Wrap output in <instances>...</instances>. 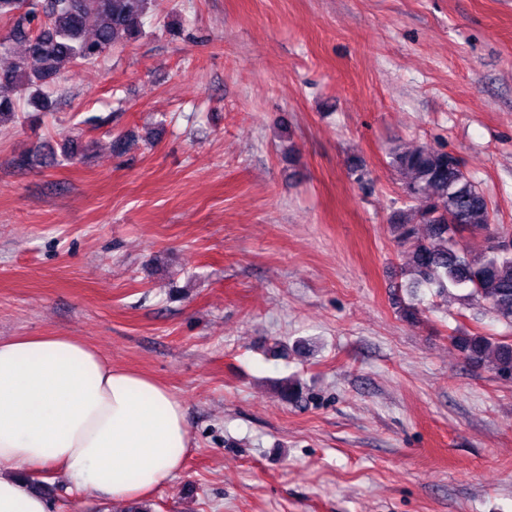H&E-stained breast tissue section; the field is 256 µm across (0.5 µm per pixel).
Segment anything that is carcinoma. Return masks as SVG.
I'll use <instances>...</instances> for the list:
<instances>
[{"instance_id": "cac0c4a2", "label": "carcinoma", "mask_w": 512, "mask_h": 512, "mask_svg": "<svg viewBox=\"0 0 512 512\" xmlns=\"http://www.w3.org/2000/svg\"><path fill=\"white\" fill-rule=\"evenodd\" d=\"M154 0H0V125L20 112H50L52 82L65 62L94 64L112 49L135 39ZM404 178L406 195L419 202L411 217L393 225L406 249L403 273L412 288L438 294L466 289V299L483 304L498 321L512 327V232L493 222L490 203L454 154L429 147L388 152ZM55 155L35 149L14 159L18 168L57 165ZM427 226L424 238L416 225ZM480 234L485 252L472 254L464 233ZM453 347L472 364H486L512 376V340L481 332L457 331ZM302 385L294 377L279 382L287 402Z\"/></svg>"}]
</instances>
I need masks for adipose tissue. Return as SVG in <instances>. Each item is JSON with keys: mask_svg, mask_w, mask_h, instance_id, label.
<instances>
[{"mask_svg": "<svg viewBox=\"0 0 512 512\" xmlns=\"http://www.w3.org/2000/svg\"><path fill=\"white\" fill-rule=\"evenodd\" d=\"M189 446L187 411L167 386L71 336L0 338V512H48L18 467L51 464L133 502L180 472Z\"/></svg>", "mask_w": 512, "mask_h": 512, "instance_id": "obj_1", "label": "adipose tissue"}]
</instances>
